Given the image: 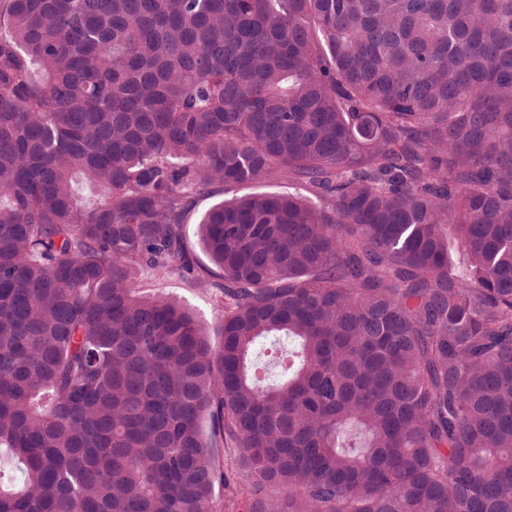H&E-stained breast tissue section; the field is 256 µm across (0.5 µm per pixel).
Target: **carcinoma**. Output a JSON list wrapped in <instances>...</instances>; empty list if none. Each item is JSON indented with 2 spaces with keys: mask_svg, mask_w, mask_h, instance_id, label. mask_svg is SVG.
Returning <instances> with one entry per match:
<instances>
[{
  "mask_svg": "<svg viewBox=\"0 0 512 512\" xmlns=\"http://www.w3.org/2000/svg\"><path fill=\"white\" fill-rule=\"evenodd\" d=\"M232 483L512 512V0H0V512ZM253 191H270V192H280V193H294V194H307L306 189L303 185L297 182H288V181H276L264 186L256 187V186H240L231 188L228 190V193L225 194V197H230L233 194L242 195L244 193L253 192ZM222 199H224V187L219 188L213 195L199 197L196 200L189 224H185L183 227L185 238L198 261V265L212 270L217 269L210 263L207 255L199 244L198 225L196 223L203 213ZM140 285L146 294H163L179 300L188 307L204 326L211 345L218 346L222 340L220 328L224 309L217 306L214 290L205 287H191L177 278H162L151 272L141 274Z\"/></svg>",
  "mask_w": 512,
  "mask_h": 512,
  "instance_id": "carcinoma-1",
  "label": "carcinoma"
}]
</instances>
